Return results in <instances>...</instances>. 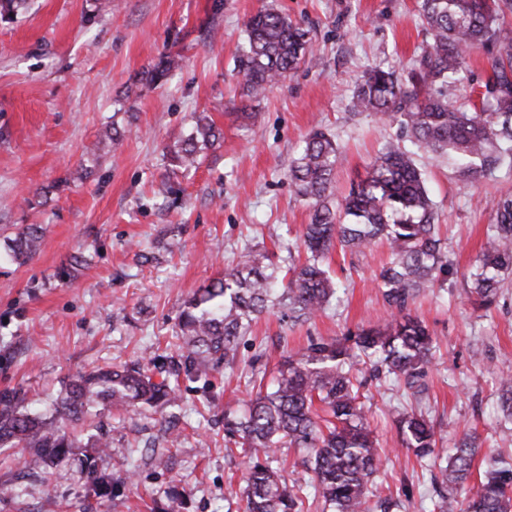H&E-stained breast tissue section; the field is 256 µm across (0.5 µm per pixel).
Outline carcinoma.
Instances as JSON below:
<instances>
[{"label":"carcinoma","instance_id":"carcinoma-1","mask_svg":"<svg viewBox=\"0 0 512 512\" xmlns=\"http://www.w3.org/2000/svg\"><path fill=\"white\" fill-rule=\"evenodd\" d=\"M28 0H0V22H10ZM500 0H422L421 16L430 41L406 79L393 69L374 67L357 83L354 107L387 123H399L407 141L457 167L468 182L498 169L512 170V28L500 22ZM239 57L248 95L296 70L310 50L308 32L274 7L245 23ZM491 53V72L478 100L464 109L448 99V86L460 81L471 52ZM179 67L164 57L143 72L141 81L158 84ZM220 133L206 115L190 133L167 147L172 171H187L216 145ZM336 139L310 134L291 160L288 176L295 194L310 202V223L302 246L288 245L286 269L269 263L251 247L240 251L235 267L199 289L176 323L182 353L157 370L138 363L95 368L62 382L48 413L25 405L19 391L0 393V448H18L30 476L49 480L57 468L84 448L82 473L94 497L112 495L121 477L101 471L97 459L109 448L104 433L88 437L69 430L101 418V410L136 411L179 405V378H201L237 362L242 340L260 316L278 308L288 319H310L328 309L342 289L325 267L333 248L358 257L379 242L391 261L377 288L391 310L383 329L349 330L344 336L311 337L303 350L284 357L267 384L238 413L224 412L226 451L237 448L249 459L244 475L245 512H301L302 495L313 493L321 512H389L376 476L382 465L368 409L360 390L372 381H390L421 403L436 340L409 306L448 275L451 263L438 234L439 210L414 159L415 152L392 142L368 165V175L342 199H335ZM481 252L469 273L468 300L489 310L512 271V195L494 203ZM43 228L27 224L7 239L5 253L25 263L40 250ZM499 408L512 421V376L501 378ZM402 445L419 462L438 458L436 431L424 412L395 408ZM283 446L310 454L297 491L288 489L270 465ZM481 458L479 484L458 500ZM431 512H512V463L494 449L481 451L475 437L460 439L446 464L430 471Z\"/></svg>","mask_w":512,"mask_h":512}]
</instances>
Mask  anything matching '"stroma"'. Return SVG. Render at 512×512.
I'll use <instances>...</instances> for the list:
<instances>
[{
	"mask_svg": "<svg viewBox=\"0 0 512 512\" xmlns=\"http://www.w3.org/2000/svg\"><path fill=\"white\" fill-rule=\"evenodd\" d=\"M420 0H30L0 23V240L24 224L43 228L40 251L25 264L0 261V392L24 390L42 408L63 378L94 367H153L181 351L176 317L193 292L231 269L246 246L284 260L310 221L288 165L314 130L341 147L336 186L364 179L371 157L397 140L354 110L356 83L374 67L407 74L429 35ZM274 5L308 29L299 69L248 98L238 66L247 19ZM180 67L159 85L141 74L166 55ZM490 57L471 53L448 96L482 92ZM138 94L126 97L128 85ZM256 111L254 124L240 114ZM207 114L223 140L195 169L172 173L164 154ZM118 122L119 143L99 142ZM416 161L441 212V238L454 273L411 307L437 340L424 404L437 451L447 456L463 433L512 457L497 409L500 373H512V273L498 306L479 310L465 275L494 220L493 203L512 194V173L463 181L447 159L419 151ZM172 185L162 195L163 184ZM84 264L69 278L73 257ZM390 259L375 245L355 262L340 251L330 273L346 286L339 302L291 324L263 313L241 344L234 368L182 380L178 446L128 449L158 435L163 412L104 414L112 440L99 468L131 475L112 498L86 495L77 470L44 483L23 475L18 449L0 448V512H244L246 465L224 452V413L248 401L252 370L274 374L286 352L308 337L381 327L389 311L375 277ZM371 429L385 454L379 473L395 502L390 512H427L432 489L403 447L392 415L407 399L397 386L366 390Z\"/></svg>",
	"mask_w": 512,
	"mask_h": 512,
	"instance_id": "obj_1",
	"label": "stroma"
}]
</instances>
